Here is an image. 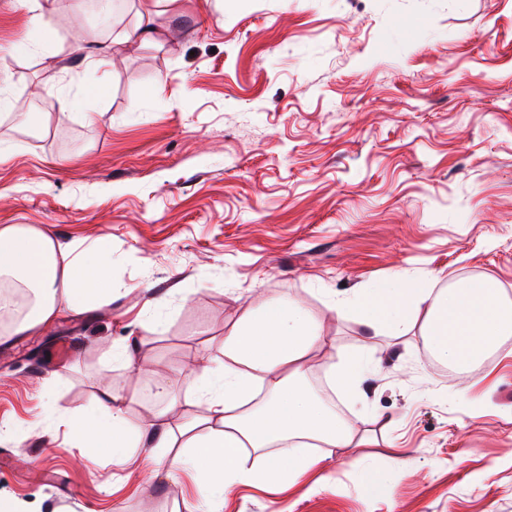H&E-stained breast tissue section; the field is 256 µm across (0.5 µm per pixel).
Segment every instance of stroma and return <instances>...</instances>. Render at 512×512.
I'll return each mask as SVG.
<instances>
[{"label":"stroma","mask_w":512,"mask_h":512,"mask_svg":"<svg viewBox=\"0 0 512 512\" xmlns=\"http://www.w3.org/2000/svg\"><path fill=\"white\" fill-rule=\"evenodd\" d=\"M119 5L103 34L87 0H48L47 37L0 0V225L112 243L111 303L0 329V499L207 512L190 475L114 468L54 413H92L110 386L142 425L164 410L159 380L179 385L246 308L288 296L338 349L365 345L362 393L336 404L371 443L282 493L236 486L221 512H512V335L457 371L327 307L404 270L490 279L512 303V0H163L174 41L81 66L136 25L138 0ZM67 68L107 77L105 98L50 111ZM127 345L137 370L113 356Z\"/></svg>","instance_id":"35a3bbf8"}]
</instances>
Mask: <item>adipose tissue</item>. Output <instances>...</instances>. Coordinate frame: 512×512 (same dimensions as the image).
<instances>
[{
	"label": "adipose tissue",
	"instance_id": "obj_1",
	"mask_svg": "<svg viewBox=\"0 0 512 512\" xmlns=\"http://www.w3.org/2000/svg\"><path fill=\"white\" fill-rule=\"evenodd\" d=\"M0 281L26 288L30 304L20 325L50 327L62 311L83 312L112 294V249L103 240L89 245L60 243L36 228L0 225ZM337 314L354 313L373 335L404 339L418 333L424 349L442 365L469 367L512 335V311L487 279L453 288L409 272L385 285L355 292L336 303ZM328 355L330 385L354 395L361 354L343 353L326 336L319 316L295 299H276L248 308L224 334L219 355L193 365L179 387L160 383L168 407L187 394L206 402L209 414L179 430L165 413L135 427L124 414L125 397L105 388L96 415L84 418L74 437L89 448H108L113 465L159 476L191 468L201 492L223 499L236 485L282 490L322 463L320 448L339 449L357 464L361 442L351 426L305 384L311 353ZM183 438L192 453L166 458L165 448ZM266 454L263 465L248 450Z\"/></svg>",
	"mask_w": 512,
	"mask_h": 512
}]
</instances>
